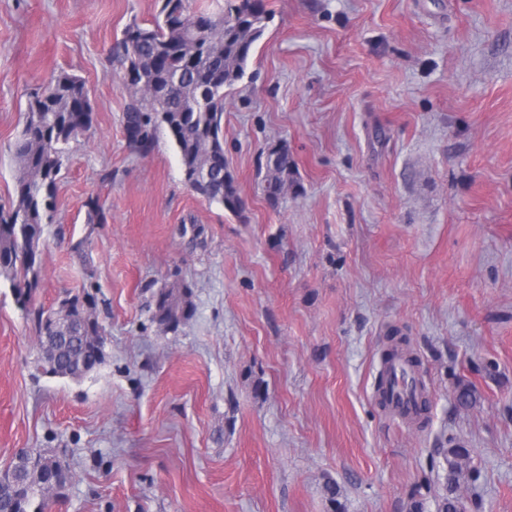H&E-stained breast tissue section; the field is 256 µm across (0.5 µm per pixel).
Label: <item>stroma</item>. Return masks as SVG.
<instances>
[{"label":"stroma","instance_id":"35a3bbf8","mask_svg":"<svg viewBox=\"0 0 512 512\" xmlns=\"http://www.w3.org/2000/svg\"><path fill=\"white\" fill-rule=\"evenodd\" d=\"M161 5L0 0V208L33 94L78 77L95 122L33 297L96 290L106 336L83 379L43 373L0 276V469L66 459L65 512H436L461 445L465 512H512V0H265L224 90L232 209L190 188L165 130L148 156L127 145L116 46ZM281 147L296 183L273 204L260 167ZM177 278L195 314L165 331L148 304ZM393 328L430 392L419 426L374 398Z\"/></svg>","mask_w":512,"mask_h":512}]
</instances>
